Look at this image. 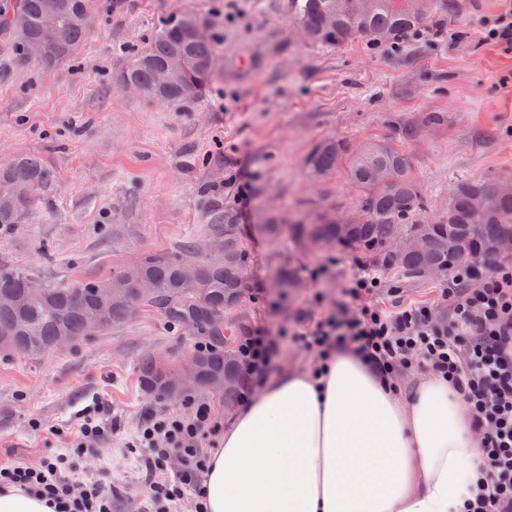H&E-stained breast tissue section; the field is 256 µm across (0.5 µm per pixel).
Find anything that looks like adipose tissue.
<instances>
[{
    "label": "adipose tissue",
    "instance_id": "1",
    "mask_svg": "<svg viewBox=\"0 0 512 512\" xmlns=\"http://www.w3.org/2000/svg\"><path fill=\"white\" fill-rule=\"evenodd\" d=\"M467 414L441 378L405 395L337 348L233 414L208 456L204 512H461L479 463Z\"/></svg>",
    "mask_w": 512,
    "mask_h": 512
}]
</instances>
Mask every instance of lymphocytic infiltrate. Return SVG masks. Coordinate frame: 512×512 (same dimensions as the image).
I'll return each mask as SVG.
<instances>
[{
    "label": "lymphocytic infiltrate",
    "instance_id": "obj_1",
    "mask_svg": "<svg viewBox=\"0 0 512 512\" xmlns=\"http://www.w3.org/2000/svg\"><path fill=\"white\" fill-rule=\"evenodd\" d=\"M379 279L361 271L345 290L344 314L319 318L306 330L277 335L253 332L239 345L243 385L239 403H249L256 386L271 369L277 342L291 341L325 360L345 343L355 349L382 379L424 371L448 380L468 406L469 423L480 437L483 472L463 503V512H512V262L485 271L456 268L448 291L450 313L436 318L431 307L410 306L391 314L370 304ZM190 413L149 415L137 431L147 469L145 496L155 512L187 491L199 490L206 449L217 447L221 429L211 405L186 396ZM180 470L157 480L170 459ZM62 457L47 458L35 468H0V483L16 485L51 500L60 512H112V494L98 484L75 487L62 473Z\"/></svg>",
    "mask_w": 512,
    "mask_h": 512
}]
</instances>
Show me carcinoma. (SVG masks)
Listing matches in <instances>:
<instances>
[{
	"label": "carcinoma",
	"mask_w": 512,
	"mask_h": 512,
	"mask_svg": "<svg viewBox=\"0 0 512 512\" xmlns=\"http://www.w3.org/2000/svg\"><path fill=\"white\" fill-rule=\"evenodd\" d=\"M92 0H0V32L17 37V47L31 60L34 44H48L35 64L50 66L73 55L87 34L82 15ZM294 19L305 38L315 44L339 46L356 36L372 45L398 44L411 34L431 8L429 0H292ZM56 8L54 31L41 26L45 13ZM205 23L192 14L165 23L148 47L137 54L121 79L136 84L143 96L181 103L200 94L219 68L216 37L195 41L186 34L188 23ZM177 63L183 79L160 89L156 72ZM336 142L317 146L307 159L317 176L329 175L344 161L351 180L364 191L363 218L355 223L323 219L315 224H274L273 237L285 240L293 252L341 247L367 258L374 266L401 276L425 275L432 270L448 274V245L461 244L465 262L477 260L501 239L512 238V189L506 181H456L448 211L432 219H417L423 201L407 158L387 143L366 146L350 157ZM55 174L35 156L0 160V229L26 223L39 193L53 185ZM486 196L487 208L475 206ZM422 240L425 247L390 254L387 244L396 238ZM185 255H148L112 272L107 279H85L68 285L47 286L24 271L0 263V354L42 355L96 336L130 318L133 305L151 307L208 336L213 347L195 353L202 374L192 387L224 393L232 404L242 386L237 351L224 342V314L235 309L241 276L248 263L237 225L224 212V244L196 261L194 276L182 277ZM278 285L298 288L293 265L277 272ZM164 371L149 356L139 368L146 393L163 392ZM215 376L227 377L226 387H214Z\"/></svg>",
	"instance_id": "carcinoma-1"
}]
</instances>
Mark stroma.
I'll return each mask as SVG.
<instances>
[{"label": "stroma", "mask_w": 512, "mask_h": 512, "mask_svg": "<svg viewBox=\"0 0 512 512\" xmlns=\"http://www.w3.org/2000/svg\"><path fill=\"white\" fill-rule=\"evenodd\" d=\"M504 12L512 0H434L401 44L356 37L325 47L304 39L291 0H94L75 58L50 67L0 36V156H38L56 175L32 221L0 234V262L49 286L105 278L145 254L223 242L229 207L245 215L249 254L250 287L227 316L235 340L339 313L362 257L340 248L297 256L302 291L272 288L288 245L269 225L360 216L346 166L324 178L308 170L327 140L401 151L423 219L447 210L457 180H512V53L482 37L484 18ZM189 13L206 17L219 40L207 89L167 104L123 88L122 71L155 31ZM378 277L372 304L447 315V279ZM206 343L144 310L63 350L0 355V464L62 454L66 476L111 489L112 512H148L145 469L128 443L146 415L184 408L181 397L142 391L139 364L149 355L180 361ZM92 407L104 433L96 447H76L70 434Z\"/></svg>", "instance_id": "35a3bbf8"}]
</instances>
